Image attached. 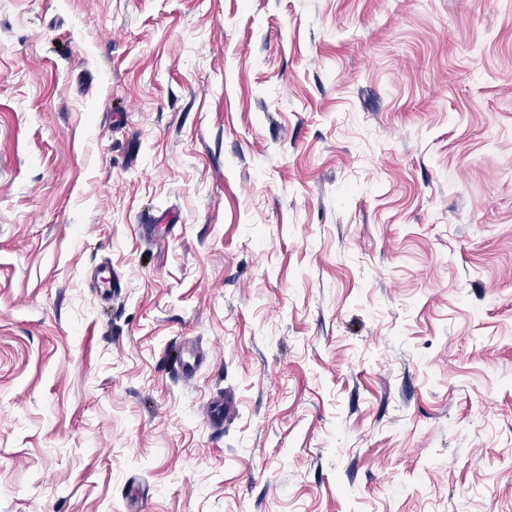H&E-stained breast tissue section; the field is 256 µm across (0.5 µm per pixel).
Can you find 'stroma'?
I'll return each mask as SVG.
<instances>
[{
  "instance_id": "35a3bbf8",
  "label": "stroma",
  "mask_w": 512,
  "mask_h": 512,
  "mask_svg": "<svg viewBox=\"0 0 512 512\" xmlns=\"http://www.w3.org/2000/svg\"><path fill=\"white\" fill-rule=\"evenodd\" d=\"M0 512H512V0H0Z\"/></svg>"
}]
</instances>
